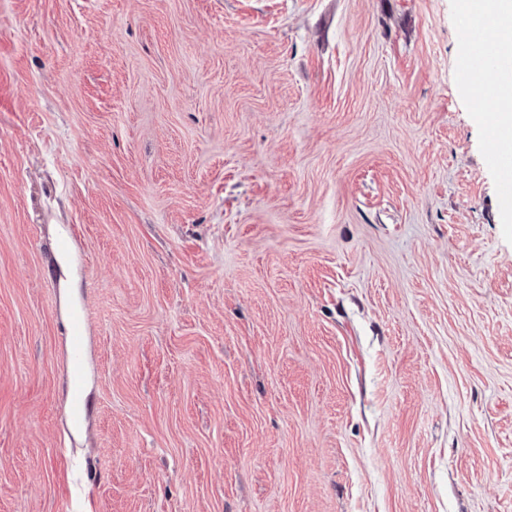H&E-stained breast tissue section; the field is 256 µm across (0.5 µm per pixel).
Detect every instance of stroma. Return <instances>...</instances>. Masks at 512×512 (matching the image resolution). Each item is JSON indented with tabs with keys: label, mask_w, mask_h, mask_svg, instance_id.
<instances>
[{
	"label": "stroma",
	"mask_w": 512,
	"mask_h": 512,
	"mask_svg": "<svg viewBox=\"0 0 512 512\" xmlns=\"http://www.w3.org/2000/svg\"><path fill=\"white\" fill-rule=\"evenodd\" d=\"M460 15L0 0V512H512ZM86 327L82 315L75 316L68 324V343L71 353V363L68 376L69 417L75 422H81L85 416V366L83 352L86 346Z\"/></svg>",
	"instance_id": "1"
}]
</instances>
